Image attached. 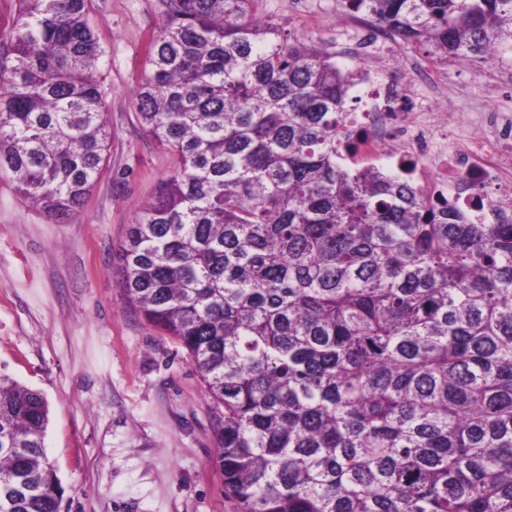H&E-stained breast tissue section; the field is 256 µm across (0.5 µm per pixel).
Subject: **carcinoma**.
I'll list each match as a JSON object with an SVG mask.
<instances>
[{"instance_id":"1","label":"carcinoma","mask_w":512,"mask_h":512,"mask_svg":"<svg viewBox=\"0 0 512 512\" xmlns=\"http://www.w3.org/2000/svg\"><path fill=\"white\" fill-rule=\"evenodd\" d=\"M90 0H15L0 170L47 216L87 202L111 137ZM254 0H163L133 107L174 169L118 285L224 408L242 512H512V223L345 168L343 70ZM439 59L512 43V0H348ZM47 401L0 375V512H60Z\"/></svg>"}]
</instances>
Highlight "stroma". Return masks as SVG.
<instances>
[{"label":"stroma","instance_id":"35a3bbf8","mask_svg":"<svg viewBox=\"0 0 512 512\" xmlns=\"http://www.w3.org/2000/svg\"><path fill=\"white\" fill-rule=\"evenodd\" d=\"M254 9L340 68L408 61L416 91L405 111L447 105L458 116L449 139L465 126L479 135L475 113L512 112V77L499 62L510 46L496 59L444 62L420 44L357 48L344 0H255ZM162 11V0H91L112 136L85 205L56 221L0 177V375L49 403L45 445L63 488L61 512H241L215 466L220 407L186 350L115 283L131 221L173 169L133 108ZM418 60L439 84L422 83Z\"/></svg>","mask_w":512,"mask_h":512}]
</instances>
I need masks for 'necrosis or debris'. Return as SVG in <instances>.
Returning <instances> with one entry per match:
<instances>
[{"label": "necrosis or debris", "instance_id": "obj_1", "mask_svg": "<svg viewBox=\"0 0 512 512\" xmlns=\"http://www.w3.org/2000/svg\"><path fill=\"white\" fill-rule=\"evenodd\" d=\"M354 90L361 110L352 114L349 125L367 151L398 166L414 161L432 198H452L478 219H512V162L505 158L512 150V114H489L485 139L452 149L447 134L450 112H442L435 123L426 113L402 111V69L382 75L366 72Z\"/></svg>", "mask_w": 512, "mask_h": 512}]
</instances>
